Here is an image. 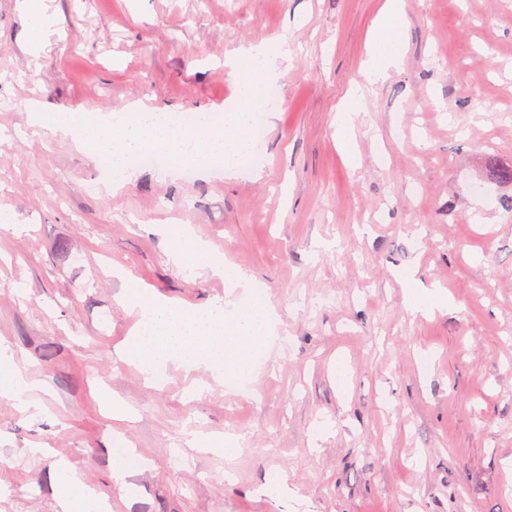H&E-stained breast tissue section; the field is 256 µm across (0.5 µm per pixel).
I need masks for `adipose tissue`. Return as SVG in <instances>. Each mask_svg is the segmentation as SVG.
<instances>
[{
    "label": "adipose tissue",
    "mask_w": 512,
    "mask_h": 512,
    "mask_svg": "<svg viewBox=\"0 0 512 512\" xmlns=\"http://www.w3.org/2000/svg\"><path fill=\"white\" fill-rule=\"evenodd\" d=\"M400 11L401 0H386L372 31L366 61L365 72L371 78L384 76L403 52ZM122 300L139 310L141 320L121 357L138 368L149 388L158 384L170 365L187 370L203 367L228 380L247 376L264 345L269 317L265 306L250 305L230 314L220 302L183 308L134 285L126 288ZM30 389L12 354L0 347V397L26 408ZM59 474L63 512H109L106 501L75 469L63 462Z\"/></svg>",
    "instance_id": "adipose-tissue-1"
}]
</instances>
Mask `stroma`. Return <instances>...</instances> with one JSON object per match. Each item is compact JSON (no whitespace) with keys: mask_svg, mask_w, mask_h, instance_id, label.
<instances>
[{"mask_svg":"<svg viewBox=\"0 0 512 512\" xmlns=\"http://www.w3.org/2000/svg\"><path fill=\"white\" fill-rule=\"evenodd\" d=\"M0 0V342L35 384L0 399V512H62L66 458L111 512H512V0H403L404 55L366 81L384 0ZM284 49L257 126L260 175L135 167L120 189L34 109L138 102L213 116L224 67ZM363 109L341 151L336 115ZM186 226L213 267L174 263ZM232 268L271 306L249 394L206 369L144 386L116 351L162 299L242 307ZM420 292L450 308L423 315ZM121 403L115 417L105 399ZM238 438L233 454L188 432ZM144 467L121 491L115 436ZM289 486L262 493L270 472ZM402 278L405 283V288L410 290L409 300L414 311L429 312L434 309L448 307L447 297L442 292H432L424 297L423 294L417 292L416 288H413V280L409 272H404Z\"/></svg>","mask_w":512,"mask_h":512,"instance_id":"1","label":"stroma"}]
</instances>
